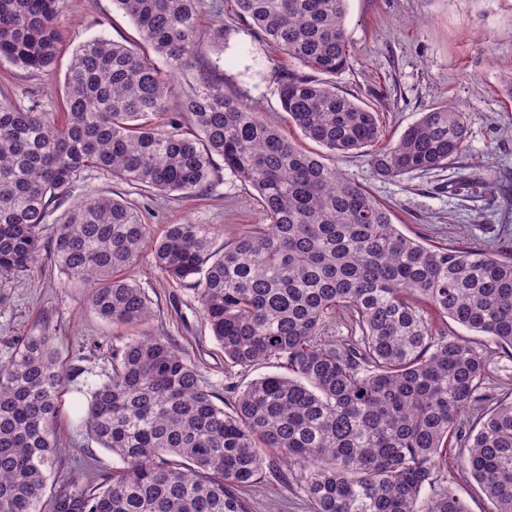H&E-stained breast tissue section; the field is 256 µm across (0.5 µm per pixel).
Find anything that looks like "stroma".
<instances>
[{
  "label": "stroma",
  "instance_id": "obj_1",
  "mask_svg": "<svg viewBox=\"0 0 512 512\" xmlns=\"http://www.w3.org/2000/svg\"><path fill=\"white\" fill-rule=\"evenodd\" d=\"M227 45L209 53L224 75V91L266 113L282 133L309 151L317 143L305 139L278 105L275 68L292 70L288 56L254 38L235 16L234 0H221ZM58 23L64 41L51 78L32 75L0 60V91L22 103L38 100L42 109L63 108L64 79L77 46L105 37L126 44L138 34L113 0H59ZM346 28L352 62L334 82L344 95L372 107L386 139L397 140L432 103L445 101L465 113V155L448 168L395 179L375 177L368 156L337 158L336 167L378 202L391 206L393 221L407 236L427 245L458 248L487 246L497 240L512 244V99L504 82L512 76V0H348ZM90 191L117 194L134 201L154 234L169 224H205L213 249H221L246 224L263 221L252 189L229 170H221L211 190L196 198L138 193L111 177L85 171L63 207L47 220L52 235L67 207ZM153 304L148 333L167 336L194 364L217 404L227 400L225 388H244L251 380L279 373L275 364L249 372L228 368L224 354L203 317L195 290L165 279L151 250H143L127 273ZM89 288L68 280L49 252H42L29 271L0 277V361L11 355L16 340L49 331L62 359L76 368L65 396L66 417L59 430V483L90 468L112 471L121 460L86 434L80 421L87 387L109 372V352L125 327L98 317L89 305ZM448 337H464L488 356V392L512 396V357L488 337L455 322ZM462 449L448 450L449 487L469 512H490L491 503L460 465ZM286 482L251 492L252 512H310L297 487L295 468L284 467Z\"/></svg>",
  "mask_w": 512,
  "mask_h": 512
}]
</instances>
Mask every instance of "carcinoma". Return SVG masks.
Here are the masks:
<instances>
[{
	"label": "carcinoma",
	"mask_w": 512,
	"mask_h": 512,
	"mask_svg": "<svg viewBox=\"0 0 512 512\" xmlns=\"http://www.w3.org/2000/svg\"><path fill=\"white\" fill-rule=\"evenodd\" d=\"M255 37L318 73L280 70L278 103L333 155L369 151L392 179L442 170L466 151L465 113L435 103L394 144L379 145L376 113L338 92L350 63L347 0H234ZM138 45L104 37L72 54L64 112L0 94V276L41 251L90 287V308L144 327L151 301L125 271L143 249L196 291L224 362L266 375L233 392L227 412L166 336L140 331L112 348L111 371L89 388L83 425L123 467L52 491L70 370L42 333L0 362V512H251L246 492L282 479L271 452L300 467L312 512H468L445 484L448 447L494 512H512V401L483 392L486 358L437 335L431 310L512 349V248L427 246L389 207L278 126L224 92L206 55L205 0H113ZM58 0H0V59L41 76L61 45ZM162 57L160 69L152 55ZM195 83L175 96L185 69ZM189 118L194 132L182 131ZM256 193L265 223L212 248L203 224L156 236L126 198L89 192L49 242L56 203L87 170L132 188L192 198L219 177L215 157ZM345 339L326 335L336 311ZM488 404L479 425L465 416Z\"/></svg>",
	"instance_id": "carcinoma-1"
}]
</instances>
